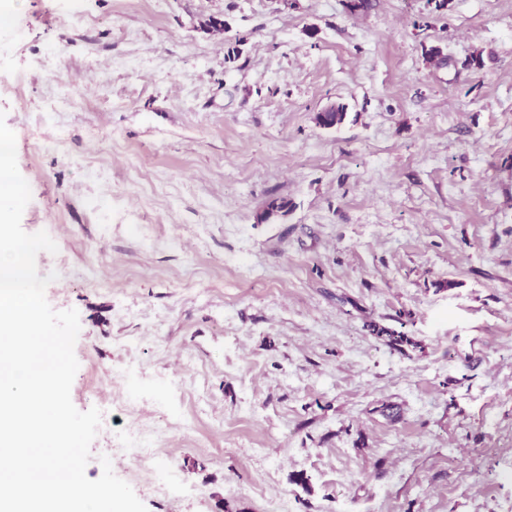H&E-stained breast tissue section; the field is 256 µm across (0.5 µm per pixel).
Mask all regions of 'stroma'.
<instances>
[{
  "label": "stroma",
  "instance_id": "stroma-1",
  "mask_svg": "<svg viewBox=\"0 0 512 512\" xmlns=\"http://www.w3.org/2000/svg\"><path fill=\"white\" fill-rule=\"evenodd\" d=\"M347 2L0 0L21 224L80 316L71 400L136 383L87 477L186 422L154 453L198 497L113 465L147 512H512V0ZM271 197L292 212L257 223ZM348 115V107L344 103L335 102L317 112L316 123L323 128H338L342 126ZM160 438V430L152 426H142L130 430L119 436V443L116 445L118 452L130 454L136 457L148 472L158 477L159 485L166 491L169 490V477L172 473V466L160 468L152 459L151 445Z\"/></svg>",
  "mask_w": 512,
  "mask_h": 512
}]
</instances>
